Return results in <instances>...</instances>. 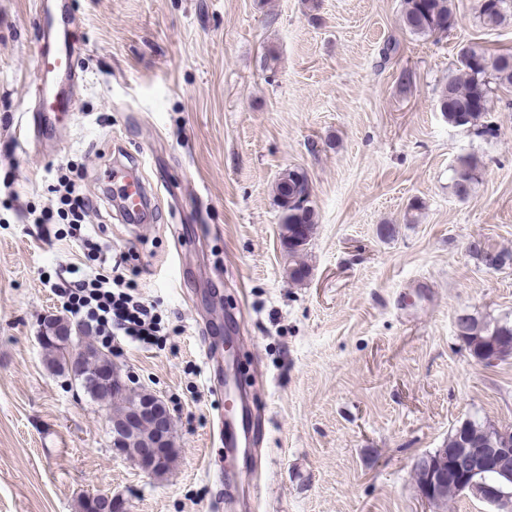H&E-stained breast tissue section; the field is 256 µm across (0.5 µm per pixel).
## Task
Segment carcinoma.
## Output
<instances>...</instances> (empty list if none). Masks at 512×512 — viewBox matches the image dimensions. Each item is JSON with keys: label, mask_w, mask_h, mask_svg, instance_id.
Instances as JSON below:
<instances>
[{"label": "carcinoma", "mask_w": 512, "mask_h": 512, "mask_svg": "<svg viewBox=\"0 0 512 512\" xmlns=\"http://www.w3.org/2000/svg\"><path fill=\"white\" fill-rule=\"evenodd\" d=\"M403 25L411 34L442 36L448 33L454 22L451 0H402ZM479 18L486 27H498L512 19V0H486L479 10ZM474 63L460 66V76L450 77L442 88L438 107L446 121L458 127L474 125L488 110L493 86L512 87V53L495 57L487 55L485 49H470ZM457 186L465 191L478 181L479 161L472 155L458 159L455 168ZM275 194L282 211L281 236L288 255L294 265L289 277L300 282L308 275L303 260V251L309 244L315 228V212L306 175L295 169H287L275 184ZM466 328V349L475 359L486 352L502 349L512 341V322H480L467 316L459 318ZM68 330L75 340L77 329L61 318L46 327L43 345L45 361L49 368L69 374L79 370L77 378L83 391L94 402L106 403L114 413L124 412L135 402V397L126 389L112 388V358L90 344L82 350H70L57 339V332ZM472 436L482 441L486 448L500 445L498 428L484 421L468 419L460 423L448 436V447H463L464 438Z\"/></svg>", "instance_id": "obj_1"}]
</instances>
